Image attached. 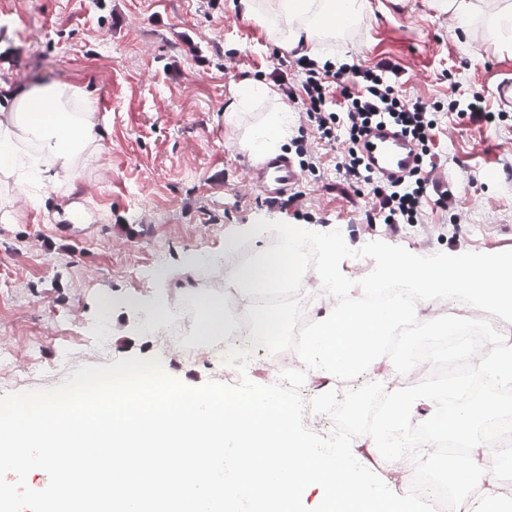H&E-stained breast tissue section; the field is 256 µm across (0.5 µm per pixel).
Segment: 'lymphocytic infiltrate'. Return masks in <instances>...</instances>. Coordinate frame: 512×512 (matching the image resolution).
Wrapping results in <instances>:
<instances>
[{
	"mask_svg": "<svg viewBox=\"0 0 512 512\" xmlns=\"http://www.w3.org/2000/svg\"><path fill=\"white\" fill-rule=\"evenodd\" d=\"M297 65L303 75L301 87L285 88L284 94L301 103L320 139L329 144L342 137L347 139L349 146L336 170L356 191H368L371 208L366 214L367 222L393 227L417 223L427 192L426 170L421 168L398 181L378 184L368 173L355 145L370 120L389 119L415 140L422 155H429L438 127V112L445 109L461 117L480 111V96L466 98L453 90L443 107L436 102L401 97L388 78L386 67L379 64H321L303 55Z\"/></svg>",
	"mask_w": 512,
	"mask_h": 512,
	"instance_id": "lymphocytic-infiltrate-1",
	"label": "lymphocytic infiltrate"
}]
</instances>
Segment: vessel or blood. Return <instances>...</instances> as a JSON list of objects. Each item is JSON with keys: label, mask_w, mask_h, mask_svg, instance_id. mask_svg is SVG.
I'll return each mask as SVG.
<instances>
[{"label": "vessel or blood", "mask_w": 512, "mask_h": 512, "mask_svg": "<svg viewBox=\"0 0 512 512\" xmlns=\"http://www.w3.org/2000/svg\"><path fill=\"white\" fill-rule=\"evenodd\" d=\"M357 148L372 175L384 183L399 180L418 165L415 143L386 121L370 125ZM245 179L274 203L294 193L302 182V172L290 155L268 154L247 167Z\"/></svg>", "instance_id": "1"}]
</instances>
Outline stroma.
<instances>
[{"label":"stroma","mask_w":512,"mask_h":512,"mask_svg":"<svg viewBox=\"0 0 512 512\" xmlns=\"http://www.w3.org/2000/svg\"><path fill=\"white\" fill-rule=\"evenodd\" d=\"M371 13L317 52L342 62L393 67L400 94L447 102L451 87L498 106L491 88L512 70V31L477 17L469 42L455 19L424 0H370ZM292 52L241 16L238 0H0V80L65 82L85 92L100 148L71 182L35 176L46 154L0 178V392L53 387L70 370L130 356L159 358L188 385L213 379L184 366L182 344L142 332L146 316L182 302L224 298V276L201 268L211 252L235 263L274 249L285 229L340 230L349 247L381 240L428 256L512 250V111L441 117L428 166L451 173L448 193L428 190L418 223L370 224L371 200L336 172L344 141L308 130L299 104L256 97L225 107L243 78L278 88ZM287 109L282 151L304 146L315 171L292 202L274 206L244 179L257 154L243 143L268 114ZM72 206L62 223L55 214ZM111 346L93 345L101 317Z\"/></svg>","instance_id":"1"}]
</instances>
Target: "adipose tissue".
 I'll return each instance as SVG.
<instances>
[{
    "label": "adipose tissue",
    "instance_id": "1",
    "mask_svg": "<svg viewBox=\"0 0 512 512\" xmlns=\"http://www.w3.org/2000/svg\"><path fill=\"white\" fill-rule=\"evenodd\" d=\"M241 14L266 30L275 45L314 55L324 26L361 23L370 12V0H238ZM435 14L456 19L453 35L465 41L472 18L489 14L495 25L512 29V0H427ZM9 110L0 118V174L10 170L21 144L35 141L47 148L56 174L78 176V161L97 151V123L82 91L67 84L5 89L0 94ZM303 230L290 227L287 245L260 253L246 266L230 271L241 300H252L257 290L273 293L305 276L300 247Z\"/></svg>",
    "mask_w": 512,
    "mask_h": 512
}]
</instances>
